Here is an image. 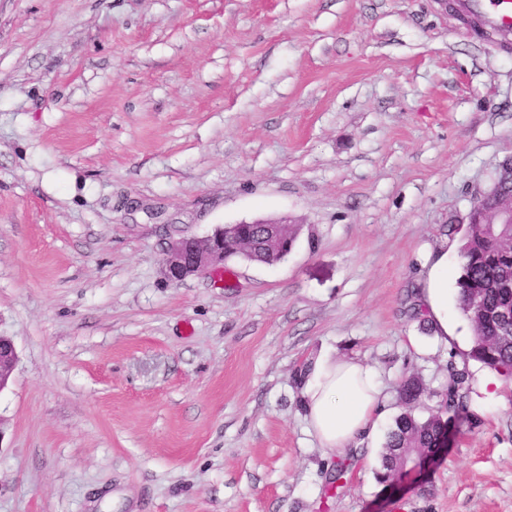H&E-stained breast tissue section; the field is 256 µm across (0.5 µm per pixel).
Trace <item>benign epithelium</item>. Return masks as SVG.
<instances>
[{
    "instance_id": "obj_1",
    "label": "benign epithelium",
    "mask_w": 512,
    "mask_h": 512,
    "mask_svg": "<svg viewBox=\"0 0 512 512\" xmlns=\"http://www.w3.org/2000/svg\"><path fill=\"white\" fill-rule=\"evenodd\" d=\"M490 192L476 195L467 215L469 224H502L512 227V195L501 200L497 208L473 218L480 212L481 203ZM295 242L293 220L289 217L274 220H255L250 223L222 227L205 239L180 237L170 243L164 258V271L171 283L189 275H206L224 265L229 253H251L257 249L271 258L288 254ZM15 347L0 346V390L7 384L16 362Z\"/></svg>"
}]
</instances>
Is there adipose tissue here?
Here are the masks:
<instances>
[{
  "label": "adipose tissue",
  "instance_id": "ef3b65f1",
  "mask_svg": "<svg viewBox=\"0 0 512 512\" xmlns=\"http://www.w3.org/2000/svg\"><path fill=\"white\" fill-rule=\"evenodd\" d=\"M308 423L322 448L345 452L374 434L384 410L374 371L354 359L318 358L303 388Z\"/></svg>",
  "mask_w": 512,
  "mask_h": 512
}]
</instances>
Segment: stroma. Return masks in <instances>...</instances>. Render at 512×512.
<instances>
[{
	"label": "stroma",
	"mask_w": 512,
	"mask_h": 512,
	"mask_svg": "<svg viewBox=\"0 0 512 512\" xmlns=\"http://www.w3.org/2000/svg\"><path fill=\"white\" fill-rule=\"evenodd\" d=\"M453 5L0 0V512H512V378L484 392L456 288L512 155V48ZM282 216L275 265L166 279L172 240ZM443 258L439 335L417 297ZM322 354L385 402L342 454L305 419ZM452 363L466 422L384 488L388 426Z\"/></svg>",
	"instance_id": "1"
}]
</instances>
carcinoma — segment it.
I'll return each mask as SVG.
<instances>
[{
	"label": "carcinoma",
	"instance_id": "carcinoma-1",
	"mask_svg": "<svg viewBox=\"0 0 512 512\" xmlns=\"http://www.w3.org/2000/svg\"><path fill=\"white\" fill-rule=\"evenodd\" d=\"M459 257L458 305L474 333L468 356L512 377V231L501 227L493 238L487 225L471 224ZM468 380L466 369L449 363L448 384L436 393V413L419 419L405 411L394 419L375 472L378 483L387 487L415 459L436 454V448L458 427L459 414L465 411L463 390ZM421 393L422 387L414 378L406 379L400 389L401 400L407 405Z\"/></svg>",
	"mask_w": 512,
	"mask_h": 512
}]
</instances>
